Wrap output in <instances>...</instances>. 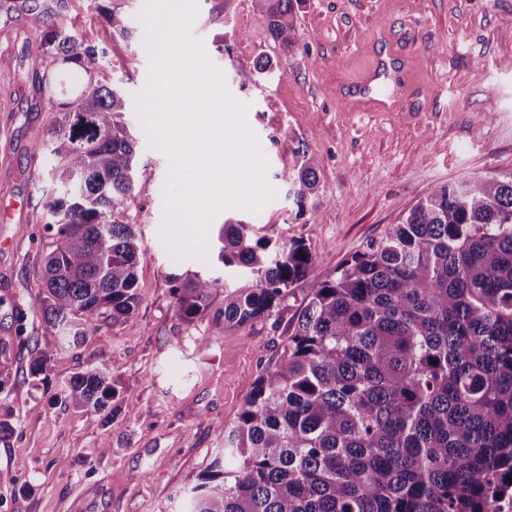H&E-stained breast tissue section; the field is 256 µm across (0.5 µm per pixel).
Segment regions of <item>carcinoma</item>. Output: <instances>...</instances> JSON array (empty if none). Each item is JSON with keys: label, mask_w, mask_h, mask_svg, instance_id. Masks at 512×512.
I'll return each mask as SVG.
<instances>
[{"label": "carcinoma", "mask_w": 512, "mask_h": 512, "mask_svg": "<svg viewBox=\"0 0 512 512\" xmlns=\"http://www.w3.org/2000/svg\"><path fill=\"white\" fill-rule=\"evenodd\" d=\"M301 0H253L271 36L296 48ZM66 0H14L40 40L38 85L50 114L59 192L44 203L51 251L37 298L60 351L38 353L42 382L89 331L137 326L140 239L127 216L138 175L126 100L102 75L105 49L63 24ZM319 158L307 148L283 177L302 212ZM217 258L255 282L172 276L177 315L203 318L224 288V328L270 318L309 280L282 358L253 382L224 428V452L189 512H492L512 476V178L437 186L336 270L310 278L306 245L225 224ZM105 364L83 365L62 402L109 416Z\"/></svg>", "instance_id": "1"}]
</instances>
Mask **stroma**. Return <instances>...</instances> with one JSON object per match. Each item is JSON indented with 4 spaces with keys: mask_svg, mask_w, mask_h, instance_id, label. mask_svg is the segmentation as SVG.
<instances>
[{
    "mask_svg": "<svg viewBox=\"0 0 512 512\" xmlns=\"http://www.w3.org/2000/svg\"><path fill=\"white\" fill-rule=\"evenodd\" d=\"M145 0H67L65 23L107 45V71L126 100L147 81ZM194 27L225 89L244 105L276 196L259 211L227 208L209 232L241 221L276 245L306 244L312 276L333 272L434 187L464 176H512V0H301L299 38L285 52L252 0H197ZM122 16L113 34L102 11ZM396 72L369 93L359 87L378 56ZM271 61L270 73L256 65ZM39 40L25 15L0 22V339L25 321L30 343L0 368V512H187L189 493L219 450L254 379L280 360L307 292L297 283L279 312L219 331L213 312L188 323L175 312L170 277L249 279L224 270L214 251L172 256L160 235L169 160L151 149L135 111L123 121L145 171L128 215L144 254L138 266L139 326L116 322L30 382L32 352L55 351L36 299L46 255L43 202L54 188L50 147L34 133ZM315 152L320 188L298 212L281 177L298 147ZM24 319H17L16 308ZM105 363L119 391L112 418L64 405L58 394L84 363ZM110 452H102L103 443Z\"/></svg>",
    "mask_w": 512,
    "mask_h": 512,
    "instance_id": "1",
    "label": "stroma"
}]
</instances>
